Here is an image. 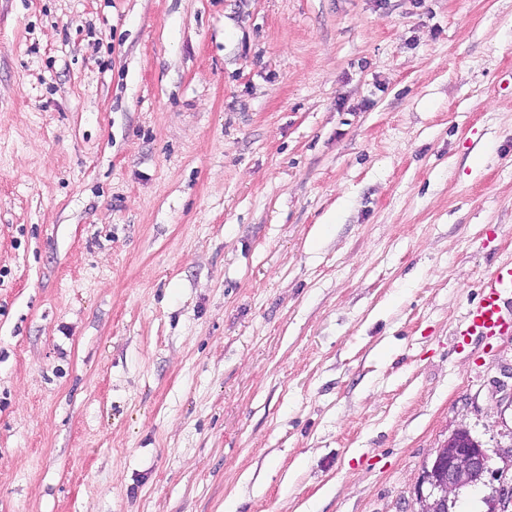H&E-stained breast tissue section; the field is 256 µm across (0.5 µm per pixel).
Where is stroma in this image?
Instances as JSON below:
<instances>
[{
	"label": "stroma",
	"instance_id": "35a3bbf8",
	"mask_svg": "<svg viewBox=\"0 0 512 512\" xmlns=\"http://www.w3.org/2000/svg\"><path fill=\"white\" fill-rule=\"evenodd\" d=\"M512 0H0V512H502ZM482 298L466 313L457 337L466 344L494 336L512 334V309L506 308L505 295L512 296V265L488 274L481 285ZM490 472L491 458L486 450L467 430L456 431L423 472L416 512L448 511L461 489L482 482Z\"/></svg>",
	"mask_w": 512,
	"mask_h": 512
}]
</instances>
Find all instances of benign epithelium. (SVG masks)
Segmentation results:
<instances>
[{
  "label": "benign epithelium",
  "instance_id": "benign-epithelium-1",
  "mask_svg": "<svg viewBox=\"0 0 512 512\" xmlns=\"http://www.w3.org/2000/svg\"><path fill=\"white\" fill-rule=\"evenodd\" d=\"M492 472L491 458L468 431L448 437L426 466L417 496L416 512H448L459 491L482 482Z\"/></svg>",
  "mask_w": 512,
  "mask_h": 512
}]
</instances>
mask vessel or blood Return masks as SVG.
Wrapping results in <instances>:
<instances>
[{
  "instance_id": "1",
  "label": "vessel or blood",
  "mask_w": 512,
  "mask_h": 512,
  "mask_svg": "<svg viewBox=\"0 0 512 512\" xmlns=\"http://www.w3.org/2000/svg\"><path fill=\"white\" fill-rule=\"evenodd\" d=\"M482 297L466 313L457 332L463 343L512 334V310L506 307V295L512 291V265L488 274L481 285Z\"/></svg>"
}]
</instances>
